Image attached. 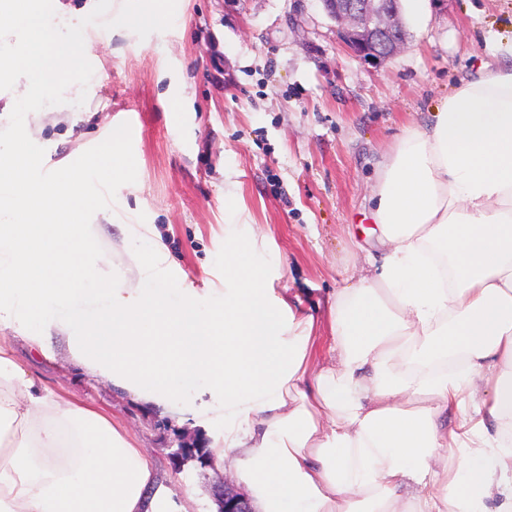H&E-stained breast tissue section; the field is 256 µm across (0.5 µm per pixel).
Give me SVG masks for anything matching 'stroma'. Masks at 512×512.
I'll list each match as a JSON object with an SVG mask.
<instances>
[{"instance_id":"obj_1","label":"stroma","mask_w":512,"mask_h":512,"mask_svg":"<svg viewBox=\"0 0 512 512\" xmlns=\"http://www.w3.org/2000/svg\"><path fill=\"white\" fill-rule=\"evenodd\" d=\"M401 21L406 45L378 69L348 51L320 0H177L172 28L143 40L92 24V78L66 90L85 102L28 114L26 130L47 167L81 170L101 186L88 198L97 216L86 240L104 270L127 271L121 244L126 225L137 224L140 251L162 238L173 276L221 303L232 224L239 241L260 244L255 254L241 250L240 264L260 259L276 272L274 288L320 312L345 267L378 249L366 233L372 190L403 128L428 126L435 107L484 65L512 66L499 51L512 43V0H428L423 22ZM175 106L186 120L174 132ZM88 112L95 122H85ZM129 112L135 145L111 159L101 142L120 136ZM0 344L37 386L113 415L174 500L189 495L193 512H216L211 486L221 475L171 458L177 441L224 440L221 414L188 413L207 402L202 388L145 409L73 361L64 341L45 353L12 333Z\"/></svg>"}]
</instances>
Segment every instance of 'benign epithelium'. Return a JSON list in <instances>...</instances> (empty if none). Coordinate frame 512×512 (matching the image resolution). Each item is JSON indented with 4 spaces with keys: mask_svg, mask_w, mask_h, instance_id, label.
<instances>
[{
    "mask_svg": "<svg viewBox=\"0 0 512 512\" xmlns=\"http://www.w3.org/2000/svg\"><path fill=\"white\" fill-rule=\"evenodd\" d=\"M352 55L375 69L401 51L406 32L399 20V0H321ZM212 496L218 512H254L250 497L227 481H217Z\"/></svg>",
    "mask_w": 512,
    "mask_h": 512,
    "instance_id": "obj_1",
    "label": "benign epithelium"
}]
</instances>
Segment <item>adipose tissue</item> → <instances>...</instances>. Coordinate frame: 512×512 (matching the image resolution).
Segmentation results:
<instances>
[{
  "label": "adipose tissue",
  "instance_id": "1",
  "mask_svg": "<svg viewBox=\"0 0 512 512\" xmlns=\"http://www.w3.org/2000/svg\"><path fill=\"white\" fill-rule=\"evenodd\" d=\"M433 117L383 164V252L328 296L325 341L230 251L216 308L171 278L159 239L137 263L156 287L102 271L81 234L84 173L33 178L26 138L0 141V332L63 340L146 404L203 382L224 413L210 462L233 461L258 512H512V67ZM0 434V512H190L108 416L42 392L1 348ZM442 448L460 471L434 466Z\"/></svg>",
  "mask_w": 512,
  "mask_h": 512
}]
</instances>
